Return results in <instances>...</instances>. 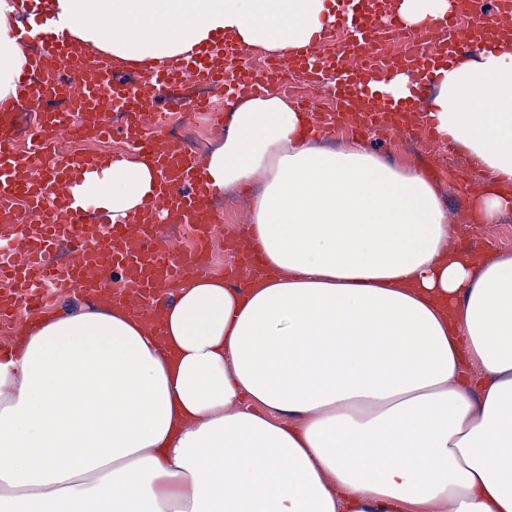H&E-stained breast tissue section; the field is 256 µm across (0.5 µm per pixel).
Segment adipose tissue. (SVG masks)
<instances>
[{
  "label": "adipose tissue",
  "mask_w": 512,
  "mask_h": 512,
  "mask_svg": "<svg viewBox=\"0 0 512 512\" xmlns=\"http://www.w3.org/2000/svg\"><path fill=\"white\" fill-rule=\"evenodd\" d=\"M86 57L148 73L224 35L280 54L329 0H54ZM0 0V98L27 59ZM512 212V33L441 70L425 114ZM241 94L205 169L253 186L248 293L185 281L156 336L120 308L44 322L0 362V512H512V254L451 248L427 175ZM141 159H99L76 208L142 207Z\"/></svg>",
  "instance_id": "1"
}]
</instances>
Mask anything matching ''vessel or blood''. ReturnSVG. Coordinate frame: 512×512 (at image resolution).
I'll return each instance as SVG.
<instances>
[{"instance_id": "b4317fda", "label": "vessel or blood", "mask_w": 512, "mask_h": 512, "mask_svg": "<svg viewBox=\"0 0 512 512\" xmlns=\"http://www.w3.org/2000/svg\"><path fill=\"white\" fill-rule=\"evenodd\" d=\"M448 15L429 19L428 28L452 29V37L439 50H424L418 29L403 25L379 8V0H338L334 27L349 30L329 64L336 72L330 85L335 109L317 115L316 125L340 126L351 112H359L363 130H409L422 139L433 131L421 117L424 93L436 72L454 55L484 49L496 32L497 15L512 12V0H498L496 14L477 13L482 0H455ZM28 13L42 37V50L29 58L15 81V91L0 100V235L7 251L0 253V319L26 309L29 324L51 317L41 296L50 287L59 295H76L100 304L120 306L156 320L169 304L185 275L196 271L206 257V247L220 218L208 202L206 173L189 151L167 144L158 123L156 107L165 90L179 86L184 77L223 85L224 73L212 64L213 47L198 49L188 58L159 66L134 84L117 81L125 61L102 58L88 65L74 48L67 32L55 23L51 0H14ZM382 34L405 44L403 55L375 62L364 47ZM318 41L295 51L281 65L263 61L259 80H246L247 88L277 81L282 68L298 67L318 75ZM403 74L410 80L411 101L394 104L370 85L371 80ZM65 103L78 119L71 127L92 136H112L107 119L110 109L128 112L127 139L137 141L140 154L148 157L158 173V184L144 210L128 212L113 222L109 212L98 216L103 234L91 233L84 214L71 206L70 187L94 159L85 154H60L53 145L63 125L54 103ZM24 105L37 107L39 118L29 130L34 151H14V115ZM27 214L23 224L11 223L14 203ZM187 224L196 232L199 248L189 255L168 250L154 224ZM121 289H114L113 280Z\"/></svg>"}]
</instances>
